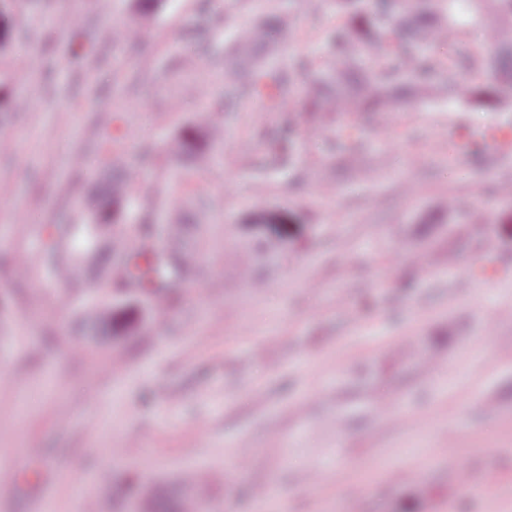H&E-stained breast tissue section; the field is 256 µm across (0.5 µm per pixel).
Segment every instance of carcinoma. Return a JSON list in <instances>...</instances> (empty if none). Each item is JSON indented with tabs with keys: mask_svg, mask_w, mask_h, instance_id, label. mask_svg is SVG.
<instances>
[{
	"mask_svg": "<svg viewBox=\"0 0 512 512\" xmlns=\"http://www.w3.org/2000/svg\"><path fill=\"white\" fill-rule=\"evenodd\" d=\"M163 0H131L141 18L152 17ZM351 9L359 24L336 28L332 51L308 64L291 67L283 62L275 70L265 68L264 51L296 28L293 15L273 16L240 30L224 55V80L236 94L224 98V111L234 112L239 99L259 91L268 80L274 91L267 111L278 114L285 129V141L292 143L293 130L286 113L288 98L297 81V71L311 67L315 74L303 84V95L312 112L334 115L340 121L355 112H386L394 99L403 95L425 100L434 95L430 79L437 75L448 95L461 103L482 102L496 109L512 107V0H336L339 11ZM481 24L484 35L470 42L469 27ZM448 45V53L436 54L437 42ZM467 66L492 72L495 84L486 91L470 82L454 79ZM224 142V124L214 118L208 125L193 126L176 134L167 144L172 156L193 165L210 160L213 148ZM129 192L128 173L112 169L92 183L81 208L97 226L112 227V236L97 243L110 254L108 278L113 291L123 293L138 286L144 296H171L177 284L172 274L196 261V245L188 241L170 246L176 239L175 225L183 221L185 206L168 212L160 221L157 210L169 206L161 194L143 206L138 248L125 252L126 235L119 224V205ZM286 217L277 220L281 229H263L254 251L273 248L288 239ZM74 254L72 235L58 234L52 252L60 270L70 269ZM167 491L158 488L139 504L140 512H159Z\"/></svg>",
	"mask_w": 512,
	"mask_h": 512,
	"instance_id": "obj_1",
	"label": "carcinoma"
}]
</instances>
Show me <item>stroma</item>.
I'll use <instances>...</instances> for the list:
<instances>
[{"mask_svg": "<svg viewBox=\"0 0 512 512\" xmlns=\"http://www.w3.org/2000/svg\"><path fill=\"white\" fill-rule=\"evenodd\" d=\"M278 48L328 51L341 17L308 0ZM252 13L164 0L137 42L130 0H22L0 46V512H133L149 488L203 512H512V151L488 146L512 111L447 95L355 116L225 112L199 170L163 144L224 105V49ZM132 176L137 229L162 190L195 215L201 260L155 326L151 303L92 288L94 251L61 281L48 227L74 225L109 165ZM415 193H406V186ZM451 208H444V201ZM287 211L288 240L250 258L248 219ZM259 276L264 287L247 290ZM144 313L124 335L77 324L93 307ZM456 462L462 478L448 472ZM493 494L463 495V484Z\"/></svg>", "mask_w": 512, "mask_h": 512, "instance_id": "1", "label": "stroma"}]
</instances>
